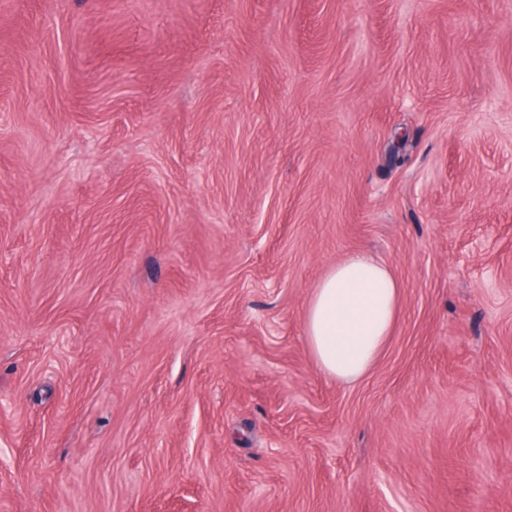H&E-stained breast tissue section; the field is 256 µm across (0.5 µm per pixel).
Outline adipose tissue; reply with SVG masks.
I'll return each mask as SVG.
<instances>
[{
	"label": "adipose tissue",
	"instance_id": "1",
	"mask_svg": "<svg viewBox=\"0 0 512 512\" xmlns=\"http://www.w3.org/2000/svg\"><path fill=\"white\" fill-rule=\"evenodd\" d=\"M399 303V284L383 262L354 253L336 263L303 314L305 342L317 368L339 381L361 379L382 354Z\"/></svg>",
	"mask_w": 512,
	"mask_h": 512
}]
</instances>
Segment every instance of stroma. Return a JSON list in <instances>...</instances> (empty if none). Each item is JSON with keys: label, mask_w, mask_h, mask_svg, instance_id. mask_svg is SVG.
<instances>
[{"label": "stroma", "mask_w": 512, "mask_h": 512, "mask_svg": "<svg viewBox=\"0 0 512 512\" xmlns=\"http://www.w3.org/2000/svg\"><path fill=\"white\" fill-rule=\"evenodd\" d=\"M0 512H512V0H0ZM400 287L391 269L364 253L336 263L320 279L303 314L317 368L343 382L361 379L392 335Z\"/></svg>", "instance_id": "1"}]
</instances>
